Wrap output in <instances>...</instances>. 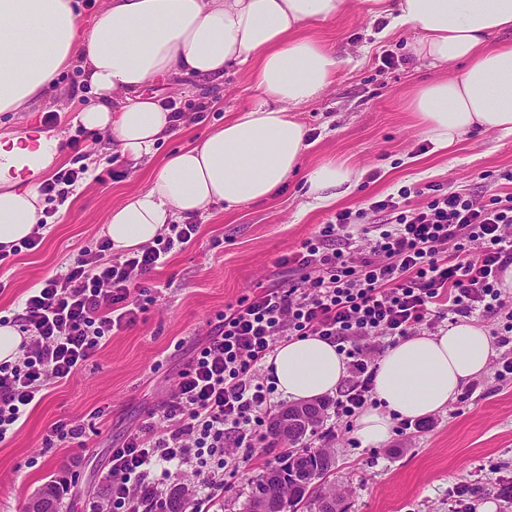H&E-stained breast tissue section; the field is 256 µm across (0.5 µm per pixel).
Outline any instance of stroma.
Masks as SVG:
<instances>
[{"label":"stroma","instance_id":"1","mask_svg":"<svg viewBox=\"0 0 512 512\" xmlns=\"http://www.w3.org/2000/svg\"><path fill=\"white\" fill-rule=\"evenodd\" d=\"M370 8L369 0H348L336 18L305 29L346 62L323 94L297 110L310 143L299 172L264 200L230 209L220 204L191 216L199 227L195 240L172 252L148 280L137 323L107 338L69 380L50 385L23 426L0 442V512L28 505L65 464L76 472L69 512H83L88 499H104L112 445L161 403L226 305L287 280L279 258L336 212L367 207L404 186L435 185L483 201L512 195V182L503 177L512 170V135L476 130L438 151L408 108L412 90L459 73L460 64L433 67L413 58L410 30L378 39L386 21ZM384 53L392 55L393 65H382ZM80 80V69L69 68L39 111L0 114V135L36 121L62 134L37 182L61 170L85 173L49 217L40 248L18 251L0 266V318L19 312L29 288L94 248L108 211L144 190L168 154L200 141L256 97L249 70L235 67L221 82L202 88L188 79L153 85L152 93L173 102L180 114L175 132L137 172L116 180L112 173L122 164L105 141L71 123L74 111L90 100ZM330 162L359 171L361 182L331 205L310 206L307 176ZM61 420L83 426L82 445L45 446L49 429ZM355 430V424L336 423L330 443L327 482L342 495L346 512H457L465 482L480 488L468 500L469 512H482L487 502L494 512H512V501L500 495L512 480V383L497 382L494 369L467 383L443 411L413 420L407 429L393 423L380 446L362 445ZM281 452L277 446L260 461L243 464L219 497V512H246L253 479L276 465Z\"/></svg>","mask_w":512,"mask_h":512}]
</instances>
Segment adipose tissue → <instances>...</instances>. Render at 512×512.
Returning <instances> with one entry per match:
<instances>
[{
    "instance_id": "1",
    "label": "adipose tissue",
    "mask_w": 512,
    "mask_h": 512,
    "mask_svg": "<svg viewBox=\"0 0 512 512\" xmlns=\"http://www.w3.org/2000/svg\"><path fill=\"white\" fill-rule=\"evenodd\" d=\"M388 30L412 27L413 53L462 64L454 77L417 88L409 108L436 148L475 130L512 134V0H372ZM347 0H105L84 17L80 0H0V112H29L78 65L93 96L73 122L109 138L130 167L149 160L171 133L172 110L149 95L156 82L190 77L208 85L247 66L258 91L252 105L198 144L173 153L149 186L112 206L105 233L122 252L152 242L176 217L271 196L299 169L307 132L295 110L332 83L342 58L302 36L310 22L336 17ZM25 132L0 141V249L27 239L43 216L38 184L15 175ZM361 175L327 163L308 175L317 205L353 192ZM493 353L484 327L460 323L435 336L388 348L374 378L376 407L357 420L363 444L390 435L393 416L421 418L445 409ZM277 388L296 401L333 393L346 375L334 344L295 339L268 358Z\"/></svg>"
}]
</instances>
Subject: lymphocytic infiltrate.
<instances>
[{
  "label": "lymphocytic infiltrate",
  "mask_w": 512,
  "mask_h": 512,
  "mask_svg": "<svg viewBox=\"0 0 512 512\" xmlns=\"http://www.w3.org/2000/svg\"><path fill=\"white\" fill-rule=\"evenodd\" d=\"M412 188L337 212L300 250L281 257L294 277L227 306L197 355L182 370L156 419L113 449L105 474L108 512H146L167 481L192 471L189 512H211L225 475L267 448L276 386L264 364L282 341L316 336L335 344L348 376L329 407L349 421L372 397L381 350L437 331L443 322L495 318L498 346L512 344V196L483 202L433 191L412 205ZM393 221L363 226L367 212ZM197 225L178 224L154 244L113 256L109 238L31 289L13 325L23 354L0 362V441L18 428L47 385L68 380L112 332L136 323L134 297L168 255L194 240ZM104 503V504H107ZM92 500L87 512L104 511Z\"/></svg>",
  "instance_id": "lymphocytic-infiltrate-1"
}]
</instances>
